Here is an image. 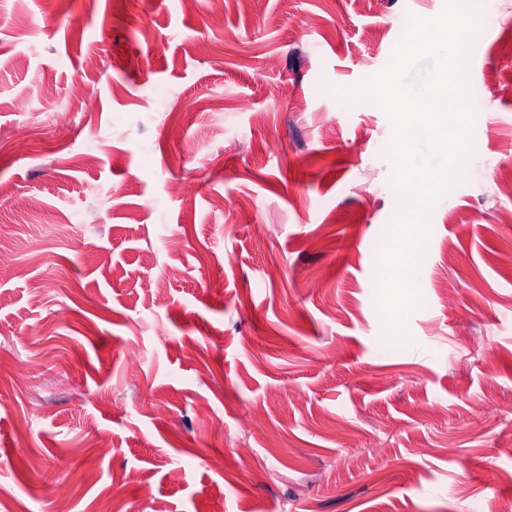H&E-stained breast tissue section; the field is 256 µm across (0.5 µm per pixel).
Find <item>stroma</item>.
<instances>
[{
    "instance_id": "obj_1",
    "label": "stroma",
    "mask_w": 512,
    "mask_h": 512,
    "mask_svg": "<svg viewBox=\"0 0 512 512\" xmlns=\"http://www.w3.org/2000/svg\"><path fill=\"white\" fill-rule=\"evenodd\" d=\"M444 4L0 0V512L512 508V0L411 343L375 304L391 123L323 89Z\"/></svg>"
}]
</instances>
